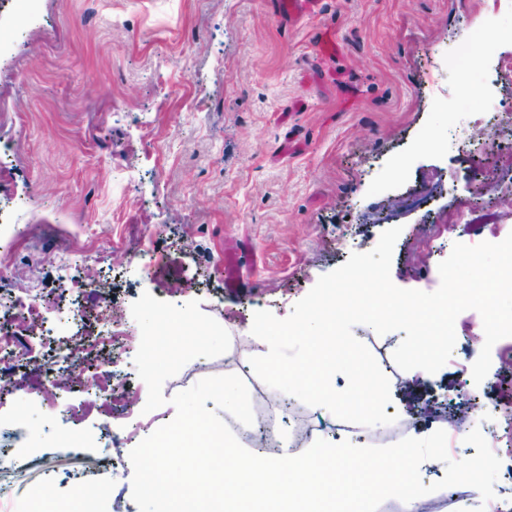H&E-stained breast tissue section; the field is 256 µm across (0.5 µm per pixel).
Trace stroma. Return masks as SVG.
<instances>
[{
	"label": "stroma",
	"mask_w": 512,
	"mask_h": 512,
	"mask_svg": "<svg viewBox=\"0 0 512 512\" xmlns=\"http://www.w3.org/2000/svg\"><path fill=\"white\" fill-rule=\"evenodd\" d=\"M279 2L41 0L36 17L0 15V147L12 167L0 199L17 218L0 229V253L18 272L0 302L29 287L42 312L18 340V360L0 361L10 381L0 426L24 432L21 446L0 447V512H138L130 451L174 418V395L208 376L240 375L252 407L267 409L270 446L286 439L299 454L315 438L385 446L391 432L433 433L436 418L416 416L410 379L393 360L402 333L353 329L389 379L385 411L400 429L337 434L329 410L256 376L253 314L288 317L320 276L393 227L402 232L391 280L424 292L438 289L454 243L512 233L505 204L496 224L450 221L474 172L494 176L503 162L459 140L487 95L503 102L492 121L512 133V89L491 85L498 56L512 53V13L464 54L460 43L487 21L484 0H316L295 19ZM461 82L466 91L443 102L442 89ZM17 112L25 124L12 123ZM160 144L170 154L158 165ZM228 247L252 283L240 293L219 270ZM174 278L186 286L175 298ZM146 292L179 306L199 300L231 339L226 353L167 379L165 404L149 413L131 314ZM114 327L113 342L83 358L114 388L111 400L94 399L73 383L64 354ZM455 333L451 358L420 389L462 421L491 418L487 442L501 467L491 501L463 487L456 502L444 489L426 499L437 512H512V402L496 384L512 372V337L493 346L477 383L480 314L462 312Z\"/></svg>",
	"instance_id": "1"
}]
</instances>
